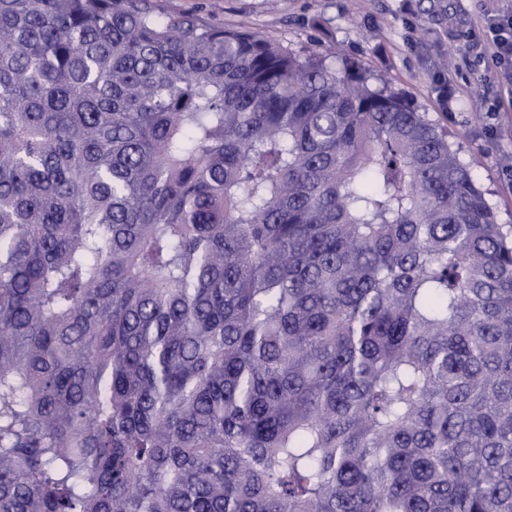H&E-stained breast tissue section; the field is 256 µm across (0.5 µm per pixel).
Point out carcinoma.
<instances>
[{"instance_id":"cac0c4a2","label":"carcinoma","mask_w":512,"mask_h":512,"mask_svg":"<svg viewBox=\"0 0 512 512\" xmlns=\"http://www.w3.org/2000/svg\"><path fill=\"white\" fill-rule=\"evenodd\" d=\"M0 512H512V225L356 64L0 0Z\"/></svg>"}]
</instances>
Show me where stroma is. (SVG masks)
Returning <instances> with one entry per match:
<instances>
[{"label": "stroma", "mask_w": 512, "mask_h": 512, "mask_svg": "<svg viewBox=\"0 0 512 512\" xmlns=\"http://www.w3.org/2000/svg\"><path fill=\"white\" fill-rule=\"evenodd\" d=\"M160 16L243 26L327 62L346 59L392 81L446 127L501 223L512 224V106L498 103V67L482 56L494 11L512 0H151ZM454 83L461 92L445 100Z\"/></svg>", "instance_id": "35a3bbf8"}]
</instances>
